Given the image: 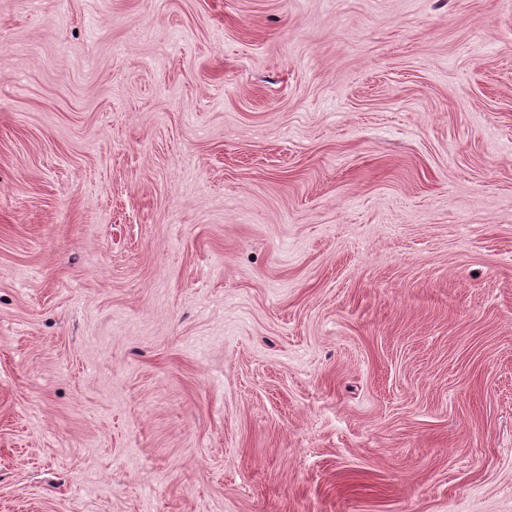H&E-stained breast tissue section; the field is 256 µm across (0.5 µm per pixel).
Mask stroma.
<instances>
[{"instance_id":"obj_1","label":"stroma","mask_w":512,"mask_h":512,"mask_svg":"<svg viewBox=\"0 0 512 512\" xmlns=\"http://www.w3.org/2000/svg\"><path fill=\"white\" fill-rule=\"evenodd\" d=\"M0 512H512V0H0Z\"/></svg>"}]
</instances>
